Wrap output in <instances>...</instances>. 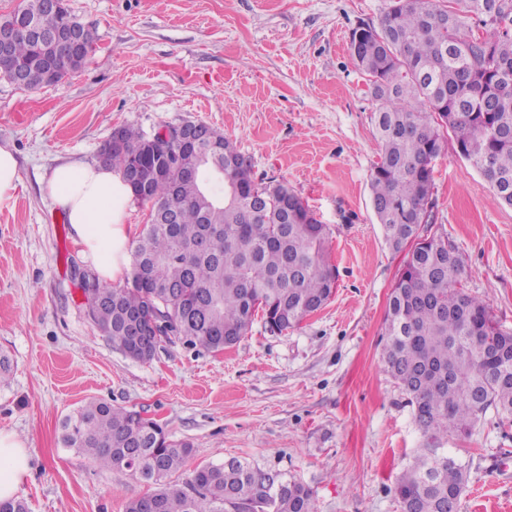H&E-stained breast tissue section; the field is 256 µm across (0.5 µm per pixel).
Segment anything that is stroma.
Masks as SVG:
<instances>
[{"mask_svg":"<svg viewBox=\"0 0 512 512\" xmlns=\"http://www.w3.org/2000/svg\"><path fill=\"white\" fill-rule=\"evenodd\" d=\"M394 0H66L96 32L85 65L26 89L0 76V145L21 183L0 200V430L30 453L29 512H124L151 487L65 447L60 423L100 399L165 425L187 470L237 459L310 487L317 512H400L392 488L422 444L385 372L382 335L403 266L371 201L381 154L366 75L349 52ZM202 122L259 183H283L330 228L331 300L282 334L255 318L220 353L164 343L138 362L96 329L70 275L91 267L48 187L95 163L115 128ZM435 231L461 252L467 293L512 331V207L454 149L434 169ZM447 448L469 464L460 512H512V421L488 411Z\"/></svg>","mask_w":512,"mask_h":512,"instance_id":"stroma-1","label":"stroma"}]
</instances>
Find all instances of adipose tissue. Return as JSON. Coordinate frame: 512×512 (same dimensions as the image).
Here are the masks:
<instances>
[{"mask_svg": "<svg viewBox=\"0 0 512 512\" xmlns=\"http://www.w3.org/2000/svg\"><path fill=\"white\" fill-rule=\"evenodd\" d=\"M49 188L99 279L109 284L122 278L130 266L132 227L123 221L131 192L121 177L99 164L65 162L53 169ZM28 475L25 442L0 431V500L13 498Z\"/></svg>", "mask_w": 512, "mask_h": 512, "instance_id": "1", "label": "adipose tissue"}]
</instances>
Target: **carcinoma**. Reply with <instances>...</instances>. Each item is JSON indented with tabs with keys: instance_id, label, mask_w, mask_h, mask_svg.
Masks as SVG:
<instances>
[{
	"instance_id": "cac0c4a2",
	"label": "carcinoma",
	"mask_w": 512,
	"mask_h": 512,
	"mask_svg": "<svg viewBox=\"0 0 512 512\" xmlns=\"http://www.w3.org/2000/svg\"><path fill=\"white\" fill-rule=\"evenodd\" d=\"M396 0L378 25L353 29L349 47L369 77L374 125L382 144L371 172L372 206L395 253L408 250L385 317L384 368L408 397L422 448L394 486L401 512H459L468 465L448 455V437H470L488 410L512 418V332L486 300L462 288L467 271L456 245L429 226L433 169L448 147L476 169L492 156L494 198L512 206V0ZM20 9L45 33L70 15L44 0ZM27 63L26 88L62 82L85 61L63 56L45 75V45L14 48ZM223 172L209 185L183 168L149 184L142 202L153 220L135 241L122 285L95 281L103 295L88 315L121 351L132 349L131 322L167 341L220 353L235 345L256 315L282 333L321 309L333 294L336 269L327 260L329 228L282 183H256L244 156L224 135ZM147 135L119 128L106 166L126 177L142 163ZM216 224L224 238L212 249L193 247ZM419 232L408 249L407 238ZM63 441L104 468L125 469L153 484L125 512H316L314 493L280 473L232 460L181 471L192 445L172 439L159 422L107 402L90 400L66 417Z\"/></svg>"
}]
</instances>
